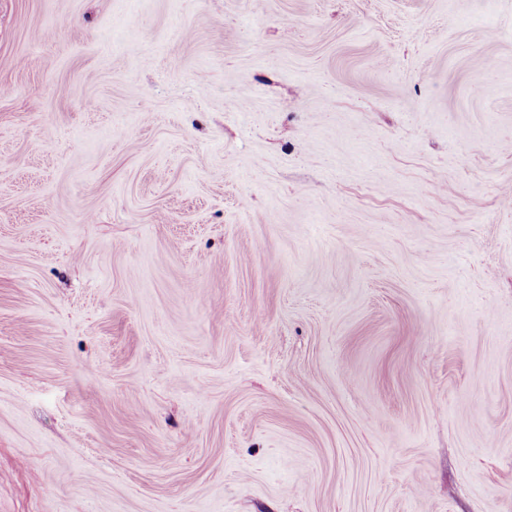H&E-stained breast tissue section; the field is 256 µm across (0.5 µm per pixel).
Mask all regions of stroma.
Returning <instances> with one entry per match:
<instances>
[{
    "mask_svg": "<svg viewBox=\"0 0 512 512\" xmlns=\"http://www.w3.org/2000/svg\"><path fill=\"white\" fill-rule=\"evenodd\" d=\"M0 512H512V0H0Z\"/></svg>",
    "mask_w": 512,
    "mask_h": 512,
    "instance_id": "obj_1",
    "label": "stroma"
}]
</instances>
